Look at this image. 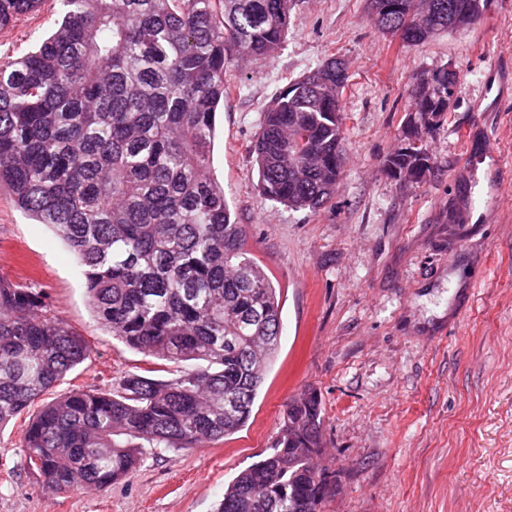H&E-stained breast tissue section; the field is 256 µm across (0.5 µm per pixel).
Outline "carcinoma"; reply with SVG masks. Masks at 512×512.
I'll return each instance as SVG.
<instances>
[{
  "mask_svg": "<svg viewBox=\"0 0 512 512\" xmlns=\"http://www.w3.org/2000/svg\"><path fill=\"white\" fill-rule=\"evenodd\" d=\"M46 0H0V29ZM51 34L0 61V183L66 242L90 306L145 357L193 368L176 379L132 373L112 388L45 395L88 356L46 294L0 278V428L35 404L21 445L51 492H101L138 449L194 448L249 420L280 335L282 288L246 247L211 152L231 58L273 56L291 0H59ZM379 29L410 43L468 25L481 0H369ZM332 57L263 112L251 151L258 192L315 211L335 193L343 153ZM438 118L452 93L436 78L411 90ZM426 141L385 159L420 182ZM322 409L308 389L283 413L271 451L224 490L216 512H325L335 475H317Z\"/></svg>",
  "mask_w": 512,
  "mask_h": 512,
  "instance_id": "carcinoma-1",
  "label": "carcinoma"
}]
</instances>
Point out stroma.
Wrapping results in <instances>:
<instances>
[{
	"instance_id": "stroma-1",
	"label": "stroma",
	"mask_w": 512,
	"mask_h": 512,
	"mask_svg": "<svg viewBox=\"0 0 512 512\" xmlns=\"http://www.w3.org/2000/svg\"><path fill=\"white\" fill-rule=\"evenodd\" d=\"M58 17L48 4L0 30V58L28 52ZM333 57L349 75L336 194L313 212L264 200L250 152L261 114ZM447 63L458 81L427 138L435 173L394 179L384 160L413 115L412 85ZM226 78L213 167L282 289L278 349L249 420L196 448L140 449L106 492L51 494L26 467L16 419L0 431V512H215L308 388L322 404L320 462L337 480L326 512H512V0L419 44L380 30L367 0H292L277 53L235 57ZM1 276L42 289L89 347L53 396L131 373L179 376L113 339L65 242L5 185Z\"/></svg>"
}]
</instances>
